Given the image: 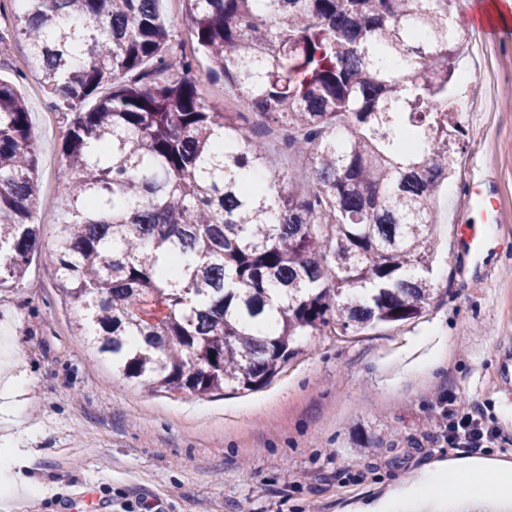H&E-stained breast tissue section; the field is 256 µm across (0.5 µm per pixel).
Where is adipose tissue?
<instances>
[{
	"instance_id": "ef3b65f1",
	"label": "adipose tissue",
	"mask_w": 512,
	"mask_h": 512,
	"mask_svg": "<svg viewBox=\"0 0 512 512\" xmlns=\"http://www.w3.org/2000/svg\"><path fill=\"white\" fill-rule=\"evenodd\" d=\"M488 469L497 473L490 483L483 478ZM358 512H512V464L437 462L420 478L364 501Z\"/></svg>"
}]
</instances>
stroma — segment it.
<instances>
[{"label":"stroma","mask_w":512,"mask_h":512,"mask_svg":"<svg viewBox=\"0 0 512 512\" xmlns=\"http://www.w3.org/2000/svg\"><path fill=\"white\" fill-rule=\"evenodd\" d=\"M164 16L177 53L223 108L224 83L206 77L179 0ZM482 52L461 62L469 109L453 147L455 175L436 203L437 293L425 314L400 326L339 336L300 337L299 354L252 391L163 394L113 376L76 327L79 309L59 291L53 268L57 210L36 206V254L22 284L0 290V387L25 378L26 404L0 416V438L23 454L0 460V480L21 475L9 512H348L383 495L398 479L459 457L443 432L449 403L481 404L498 426L500 349L512 344V27L490 30ZM17 41L0 79L14 84L31 112L42 197L67 175L64 124ZM493 182L495 244L474 263L457 219L469 179ZM446 340L443 364L417 370L413 345Z\"/></svg>","instance_id":"obj_1"}]
</instances>
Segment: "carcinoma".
Wrapping results in <instances>:
<instances>
[{"instance_id":"carcinoma-1","label":"carcinoma","mask_w":512,"mask_h":512,"mask_svg":"<svg viewBox=\"0 0 512 512\" xmlns=\"http://www.w3.org/2000/svg\"><path fill=\"white\" fill-rule=\"evenodd\" d=\"M22 2L0 45L27 41L73 172L49 260L112 371L166 393L253 390L300 336L423 314L471 43L448 0H181L233 97L222 112L172 52L160 0ZM251 114L308 178L251 180L266 164ZM39 196L27 104L0 82V288L27 274Z\"/></svg>"}]
</instances>
